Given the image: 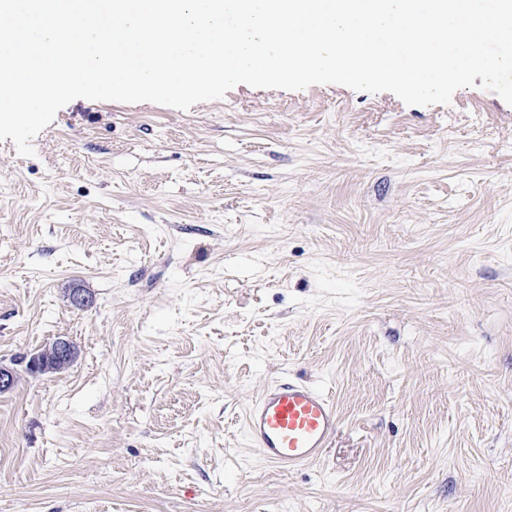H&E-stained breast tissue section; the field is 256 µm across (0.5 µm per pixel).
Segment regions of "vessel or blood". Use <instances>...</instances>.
<instances>
[{
	"label": "vessel or blood",
	"instance_id": "vessel-or-blood-1",
	"mask_svg": "<svg viewBox=\"0 0 512 512\" xmlns=\"http://www.w3.org/2000/svg\"><path fill=\"white\" fill-rule=\"evenodd\" d=\"M338 425L333 396L293 380L265 388L245 417L250 443L262 462L274 469L291 470L322 461Z\"/></svg>",
	"mask_w": 512,
	"mask_h": 512
}]
</instances>
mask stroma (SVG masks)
I'll return each instance as SVG.
<instances>
[{
	"mask_svg": "<svg viewBox=\"0 0 512 512\" xmlns=\"http://www.w3.org/2000/svg\"><path fill=\"white\" fill-rule=\"evenodd\" d=\"M0 140V512H512V106L245 84ZM89 305L71 302L74 290ZM329 390L264 467L267 384ZM47 355L54 356L60 362H65L67 360L68 361L62 364L50 362L45 364L43 368V356L30 355L29 357H25V362L27 364L28 371L32 374L40 373L42 369L43 371L41 372V374L55 373L57 371H60L61 369H64L66 366H69L74 361L76 357V349L73 344H70L69 346L67 340H58L55 342L53 348L47 351ZM338 425L332 395L288 380L261 392L246 412L244 428L267 467L289 471L322 461Z\"/></svg>",
	"mask_w": 512,
	"mask_h": 512,
	"instance_id": "1",
	"label": "stroma"
}]
</instances>
